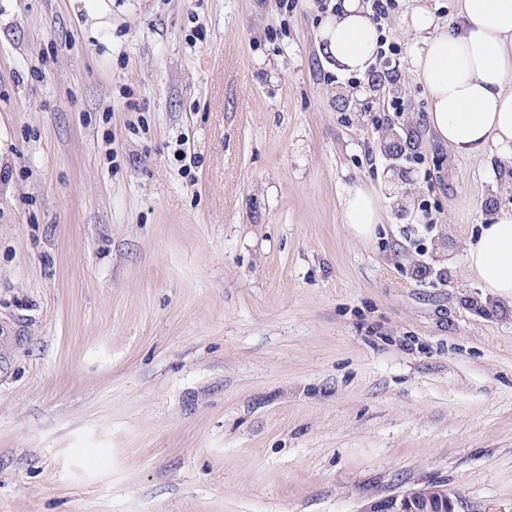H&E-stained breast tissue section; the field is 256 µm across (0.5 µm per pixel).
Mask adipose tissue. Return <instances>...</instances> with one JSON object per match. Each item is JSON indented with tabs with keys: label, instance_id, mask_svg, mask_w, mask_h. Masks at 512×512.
Here are the masks:
<instances>
[{
	"label": "adipose tissue",
	"instance_id": "obj_1",
	"mask_svg": "<svg viewBox=\"0 0 512 512\" xmlns=\"http://www.w3.org/2000/svg\"><path fill=\"white\" fill-rule=\"evenodd\" d=\"M408 31L415 38L413 72L429 95V124L457 155L500 149L512 167V0H461L457 21L439 28L415 7ZM378 33L363 0H339L320 37L325 54L346 73L362 74L376 52ZM345 224L360 239L379 224L381 203L356 184L342 199ZM464 264L479 288L512 299V213H498L464 244Z\"/></svg>",
	"mask_w": 512,
	"mask_h": 512
}]
</instances>
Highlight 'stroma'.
Listing matches in <instances>:
<instances>
[{"mask_svg":"<svg viewBox=\"0 0 512 512\" xmlns=\"http://www.w3.org/2000/svg\"><path fill=\"white\" fill-rule=\"evenodd\" d=\"M418 3L458 10L398 0L393 113L339 104L315 0H0V512H512V299L462 250L512 169L431 129ZM342 211L345 224L359 239L370 237L382 219L379 199L360 184L348 188L342 199ZM461 497L427 485L370 502L362 512H478Z\"/></svg>","mask_w":512,"mask_h":512,"instance_id":"1","label":"stroma"}]
</instances>
